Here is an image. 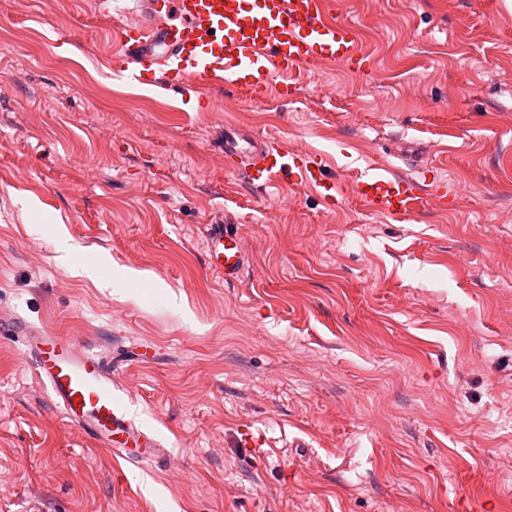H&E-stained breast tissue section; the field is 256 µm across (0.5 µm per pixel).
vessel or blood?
Wrapping results in <instances>:
<instances>
[{"mask_svg": "<svg viewBox=\"0 0 512 512\" xmlns=\"http://www.w3.org/2000/svg\"><path fill=\"white\" fill-rule=\"evenodd\" d=\"M100 11L131 13L118 31L107 66L113 77L154 87L165 95L197 100L213 109L202 87L226 85L245 94L275 87L287 95L289 82L311 67L349 63L361 51L354 27L330 17L324 0H98ZM224 158L248 185L266 189L300 177L328 203L336 182L321 156L288 149L283 140L244 138L224 129ZM356 191L372 212L405 222L411 219L423 185L407 174L363 171ZM211 268L225 280L239 278L246 262L243 240L229 225L215 224L204 237ZM23 336L36 376L67 421L113 460L138 464L167 458L158 436L142 426L112 392V371L92 349L70 336L23 320L0 318V335Z\"/></svg>", "mask_w": 512, "mask_h": 512, "instance_id": "vessel-or-blood-1", "label": "vessel or blood"}]
</instances>
